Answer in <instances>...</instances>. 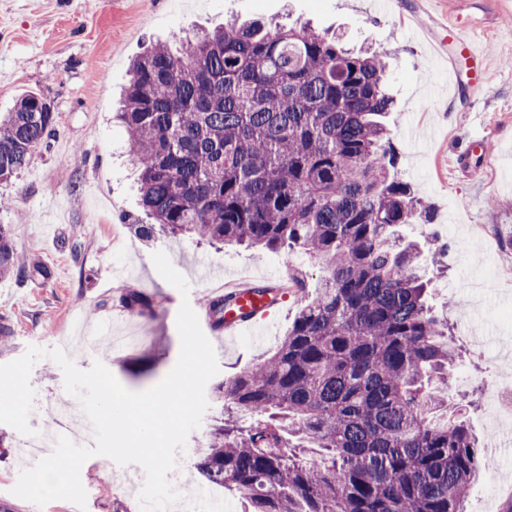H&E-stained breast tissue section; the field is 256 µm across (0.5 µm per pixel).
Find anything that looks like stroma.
<instances>
[{"label":"stroma","mask_w":512,"mask_h":512,"mask_svg":"<svg viewBox=\"0 0 512 512\" xmlns=\"http://www.w3.org/2000/svg\"><path fill=\"white\" fill-rule=\"evenodd\" d=\"M0 0V117L25 94L47 98L56 112L55 131L28 166L0 182V224L30 263L50 277L0 278V364L27 347H56L74 319L111 323L128 337L121 350L82 348L74 363L90 368L101 360L128 390L158 384L180 351L176 317L182 301L204 315L207 296L231 276L268 284L301 278L303 292H282L272 320L275 333L258 336L249 327L228 336L207 331L219 378L244 371L276 350L299 311V295L314 296L320 267L301 250L290 253L213 246L158 234L142 241L132 230L145 223L135 175L126 154L125 131L113 121L131 61L151 44L223 26L225 20L308 22L320 32L342 33L348 46L369 45L389 54V89L396 109L389 137L399 158L396 171L433 221L402 232L418 243L430 276L433 304L448 315L464 351L452 374L477 437L486 431L485 388L500 374L512 375V0ZM473 30L487 54L490 77L448 93V72L435 54L433 33L448 22ZM484 113L496 159L481 178L452 170L456 143ZM415 126L427 141L414 148L405 130ZM165 252L189 284L188 296L165 281L151 255ZM130 289L151 295L154 315L131 313L120 302ZM22 468L12 449L0 447V501L18 512H139L136 488L117 487L110 460L89 458L80 478L85 509L55 500L44 507L13 496ZM481 478L468 490L465 512H503L512 499V446L482 460ZM494 473L496 495L485 491Z\"/></svg>","instance_id":"35a3bbf8"}]
</instances>
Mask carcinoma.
I'll list each match as a JSON object with an SVG mask.
<instances>
[{
	"label": "carcinoma",
	"mask_w": 512,
	"mask_h": 512,
	"mask_svg": "<svg viewBox=\"0 0 512 512\" xmlns=\"http://www.w3.org/2000/svg\"><path fill=\"white\" fill-rule=\"evenodd\" d=\"M387 80L378 54L260 21L156 44L131 67L118 120L154 220L135 233L297 247L322 264L277 349L214 388L223 405L195 470L247 512H464L479 473L478 442L448 403L463 351L397 231L432 217L394 175ZM55 121L36 93L0 119V181ZM34 273L49 269L29 267L1 224L0 277ZM121 302L153 314L144 292ZM229 303L210 299L212 329ZM235 410L257 421L244 427Z\"/></svg>",
	"instance_id": "cac0c4a2"
}]
</instances>
